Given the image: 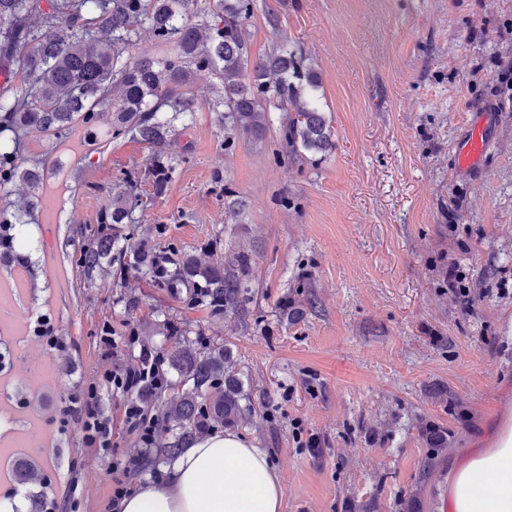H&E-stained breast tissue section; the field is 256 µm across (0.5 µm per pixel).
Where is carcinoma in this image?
<instances>
[{
	"label": "carcinoma",
	"mask_w": 512,
	"mask_h": 512,
	"mask_svg": "<svg viewBox=\"0 0 512 512\" xmlns=\"http://www.w3.org/2000/svg\"><path fill=\"white\" fill-rule=\"evenodd\" d=\"M191 0H0V61L23 82L19 91L0 92V196L17 180L35 186L38 172L20 159L22 137L32 133L65 138L78 127L96 126L112 113V134L131 135L153 150L149 175L156 190L171 183L177 162L166 146L175 121L199 111L189 90L192 70H211L222 90L212 107H224L230 127L254 138L264 136L266 114L286 113L283 137L286 155L303 148L326 152L332 131L316 106V71L285 42L280 53L251 59L245 23L254 14V0H216L214 22L191 24L185 14ZM143 32L169 53L160 59L124 60L125 49ZM121 88L112 98V85ZM136 176L116 183L112 213L91 231L78 258L88 277L104 270L109 251L119 270L144 271L163 288H184L190 302L220 313L237 308L241 279L224 264L199 266L174 252L128 254L118 246L119 224H136L139 199ZM25 209L0 207V250L7 253L27 240ZM170 352L184 390L166 406L160 425L159 453L177 455L183 445L204 436L210 423L240 426L248 422L237 377L224 371V347L200 351L174 328ZM422 437L436 453L448 447L445 432L428 427ZM44 471L35 459L18 465L20 484H39Z\"/></svg>",
	"instance_id": "1"
}]
</instances>
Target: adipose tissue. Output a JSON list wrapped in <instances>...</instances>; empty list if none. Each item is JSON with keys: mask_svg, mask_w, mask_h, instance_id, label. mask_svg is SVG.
Wrapping results in <instances>:
<instances>
[{"mask_svg": "<svg viewBox=\"0 0 512 512\" xmlns=\"http://www.w3.org/2000/svg\"><path fill=\"white\" fill-rule=\"evenodd\" d=\"M284 485L263 451L227 430L192 444L169 481L126 497L121 512H282ZM455 512H512V436L474 459L454 487Z\"/></svg>", "mask_w": 512, "mask_h": 512, "instance_id": "obj_1", "label": "adipose tissue"}]
</instances>
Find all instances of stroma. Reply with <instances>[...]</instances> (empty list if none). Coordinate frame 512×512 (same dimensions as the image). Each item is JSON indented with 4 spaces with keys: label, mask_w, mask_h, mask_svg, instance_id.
Instances as JSON below:
<instances>
[{
    "label": "stroma",
    "mask_w": 512,
    "mask_h": 512,
    "mask_svg": "<svg viewBox=\"0 0 512 512\" xmlns=\"http://www.w3.org/2000/svg\"><path fill=\"white\" fill-rule=\"evenodd\" d=\"M246 30L252 56L286 40L312 64L331 150L282 156L280 112L265 138L228 134L209 71L191 77L200 111L170 137L178 165L162 194L144 174L149 146L113 136L111 120L24 139L41 184L13 190L36 196L37 247L0 264V505L28 512L36 488L9 466L29 456L74 512H104L115 458L146 461L131 492L169 476L100 382L145 346L168 361L171 324L197 349L230 348L252 418L239 432L280 472L283 512H444L449 475L512 418V0H255ZM487 107L493 141L457 174L467 117ZM132 170L144 201L132 244L205 266L247 254L238 309L213 313L145 277H85L84 236ZM452 262L471 306L448 288ZM40 316L56 345L34 333ZM93 383L111 453L63 419ZM428 425L447 432L443 453L422 438Z\"/></svg>",
    "instance_id": "35a3bbf8"
}]
</instances>
